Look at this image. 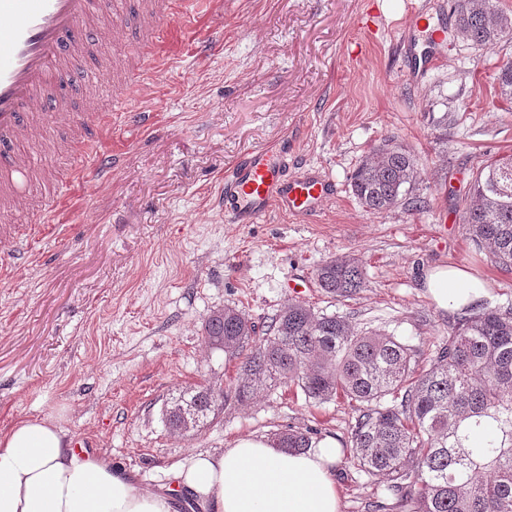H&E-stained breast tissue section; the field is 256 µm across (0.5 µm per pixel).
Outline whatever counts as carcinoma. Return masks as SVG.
I'll list each match as a JSON object with an SVG mask.
<instances>
[{
  "mask_svg": "<svg viewBox=\"0 0 512 512\" xmlns=\"http://www.w3.org/2000/svg\"><path fill=\"white\" fill-rule=\"evenodd\" d=\"M459 33L477 46L512 34L499 0H454ZM500 94L512 99V62L498 70ZM499 158L472 177L462 211L472 241L512 267V166ZM419 176L411 152L393 138L373 148L352 175V191L368 210L396 207ZM320 288L350 299L365 286L362 261L343 255L316 273ZM208 346L239 360L228 389L187 387L164 414L166 427H204L219 407L250 404L295 384L310 399L338 396L358 404L352 432L354 467L374 478L377 500L394 498L410 512H512V307H486L448 326L428 368L402 337L358 330L346 318L290 302L262 338L245 313L226 306L203 326ZM311 429L275 434L281 448L310 447Z\"/></svg>",
  "mask_w": 512,
  "mask_h": 512,
  "instance_id": "1",
  "label": "carcinoma"
}]
</instances>
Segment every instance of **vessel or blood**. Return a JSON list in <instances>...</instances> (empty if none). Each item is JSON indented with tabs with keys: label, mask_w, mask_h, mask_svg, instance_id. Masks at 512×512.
Segmentation results:
<instances>
[{
	"label": "vessel or blood",
	"mask_w": 512,
	"mask_h": 512,
	"mask_svg": "<svg viewBox=\"0 0 512 512\" xmlns=\"http://www.w3.org/2000/svg\"><path fill=\"white\" fill-rule=\"evenodd\" d=\"M216 0H139L141 17L151 24L140 38L139 57L157 53L170 21L189 24L201 8ZM125 22L124 0H0V135L14 141L28 139L40 126L53 122L75 125L70 144L76 161L74 178L107 174L118 154L112 147V115L108 112H37L33 106L47 98L53 77L82 66L87 34L103 36V20ZM138 66H130L120 106L132 126L144 128L156 117L141 106L136 95ZM297 147L281 140L276 145L248 151L224 175V218L234 224H260L271 212L310 216L336 194V185L320 172L291 173ZM37 159L30 154H0V204L21 205L29 174Z\"/></svg>",
	"instance_id": "obj_1"
}]
</instances>
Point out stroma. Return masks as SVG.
<instances>
[{
  "instance_id": "1",
  "label": "stroma",
  "mask_w": 512,
  "mask_h": 512,
  "mask_svg": "<svg viewBox=\"0 0 512 512\" xmlns=\"http://www.w3.org/2000/svg\"><path fill=\"white\" fill-rule=\"evenodd\" d=\"M223 2L197 24L213 52H196L170 25L161 49L170 63L146 72L138 91L156 103L155 121L146 130L116 123L114 172L71 184L55 218L34 207L8 216L43 233L22 255L11 231L0 232V433L24 418L51 419L68 442L153 490L193 453L311 428L342 446V512H368L375 487L347 460L359 415L347 399L319 404L284 386L182 435L167 430L163 412L188 386L234 384L237 361L211 351L203 331L227 306L262 327L302 301L407 338L425 367L453 320L421 286L428 269L459 266L487 282L480 307L512 305V270L474 246L461 218L478 166L512 155V102L495 91L512 37L491 47L464 40L453 0ZM415 6L445 33L430 67L412 28ZM368 20L377 31L364 30ZM137 46L124 27L96 41L77 82L99 77L101 94H69L72 109L107 107L112 78L97 69ZM286 137L299 166L335 181L336 196L309 217L227 223L215 206L225 171L247 149ZM390 137L411 151L419 178L399 205L374 214L354 197L351 175ZM348 253L363 260L366 286L337 301L316 271Z\"/></svg>"
}]
</instances>
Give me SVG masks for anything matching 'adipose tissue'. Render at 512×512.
<instances>
[{
    "label": "adipose tissue",
    "mask_w": 512,
    "mask_h": 512,
    "mask_svg": "<svg viewBox=\"0 0 512 512\" xmlns=\"http://www.w3.org/2000/svg\"><path fill=\"white\" fill-rule=\"evenodd\" d=\"M423 286L443 311L478 302L487 288L448 265L428 270ZM342 456L331 435L294 452L247 434L222 452L194 455L171 470L167 489L154 492L69 445L52 421L32 417L0 436V512H173L180 493L206 512H342L335 478Z\"/></svg>",
    "instance_id": "obj_1"
}]
</instances>
